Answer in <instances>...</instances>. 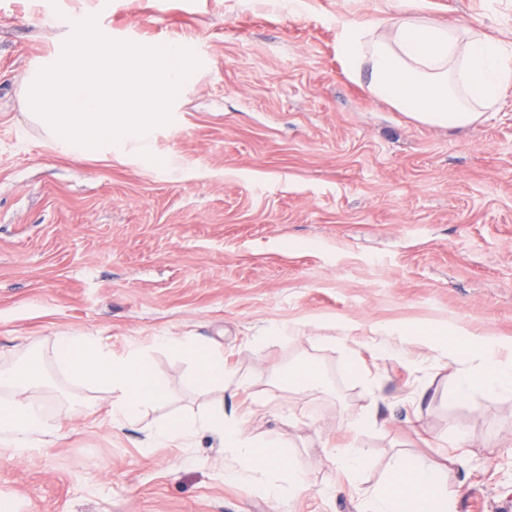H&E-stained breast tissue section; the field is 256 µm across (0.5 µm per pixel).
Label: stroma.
<instances>
[{
    "instance_id": "stroma-1",
    "label": "stroma",
    "mask_w": 512,
    "mask_h": 512,
    "mask_svg": "<svg viewBox=\"0 0 512 512\" xmlns=\"http://www.w3.org/2000/svg\"><path fill=\"white\" fill-rule=\"evenodd\" d=\"M399 2L0 0V366L42 362L28 397L56 433L24 459L0 447V512H357L401 449L443 465L451 512H512V394L453 400L472 360L416 337L463 328L512 363V86L458 129L370 94L340 22ZM413 7L512 44V0ZM102 13L111 40L206 59L154 133L156 166L59 153L24 115L26 71ZM69 331L148 349L176 412L220 404L279 432L305 488L232 481L207 437L147 447L149 408L112 427L111 393L59 364ZM157 336L217 347L223 388L195 387ZM302 366L319 383H288ZM350 445L368 456L354 479L333 462Z\"/></svg>"
}]
</instances>
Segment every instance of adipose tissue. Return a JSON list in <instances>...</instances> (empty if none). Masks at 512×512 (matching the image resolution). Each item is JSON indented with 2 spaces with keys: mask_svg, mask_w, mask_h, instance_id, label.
I'll return each mask as SVG.
<instances>
[{
  "mask_svg": "<svg viewBox=\"0 0 512 512\" xmlns=\"http://www.w3.org/2000/svg\"><path fill=\"white\" fill-rule=\"evenodd\" d=\"M383 25L386 32L379 35L373 26L343 20L339 52L350 75L366 76L372 95L419 123L448 129L470 126L512 85L511 47L405 9L384 19ZM428 341L478 362L458 375L453 399H468L476 390L512 392V365L501 360L499 345L462 329L433 332ZM157 342L175 345L189 359L200 386H223L224 356L210 345L170 336ZM42 376L43 366L35 359L0 368V446L17 457L51 435L39 410L26 399ZM454 496L431 463L401 452L384 484L359 512H448Z\"/></svg>",
  "mask_w": 512,
  "mask_h": 512,
  "instance_id": "adipose-tissue-1",
  "label": "adipose tissue"
}]
</instances>
